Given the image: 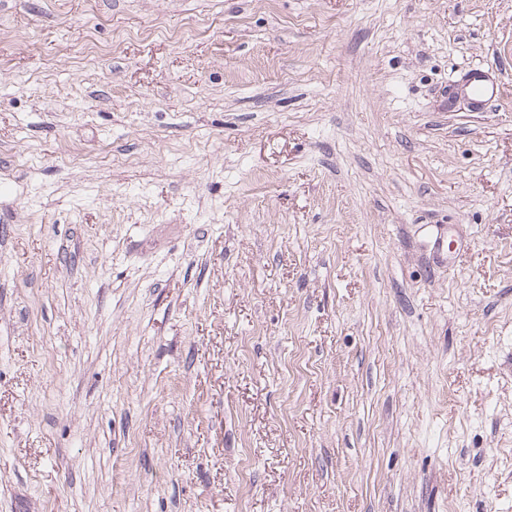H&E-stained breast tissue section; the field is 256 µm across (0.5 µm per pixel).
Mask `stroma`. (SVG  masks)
Returning a JSON list of instances; mask_svg holds the SVG:
<instances>
[{"label":"stroma","instance_id":"obj_1","mask_svg":"<svg viewBox=\"0 0 512 512\" xmlns=\"http://www.w3.org/2000/svg\"><path fill=\"white\" fill-rule=\"evenodd\" d=\"M0 512H512V0H0ZM463 92L478 109H484L488 104L498 100L501 87L489 74L485 67L469 69L462 85Z\"/></svg>","mask_w":512,"mask_h":512}]
</instances>
